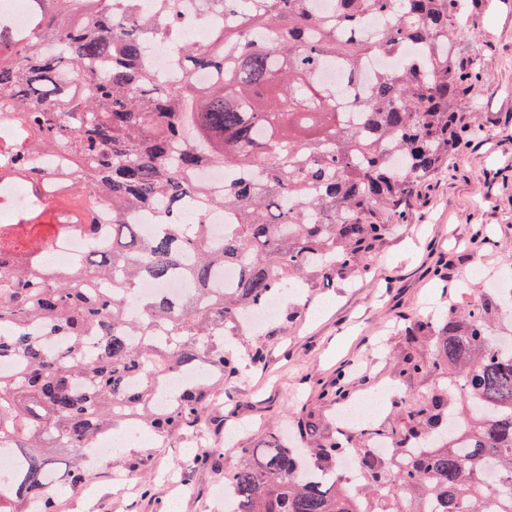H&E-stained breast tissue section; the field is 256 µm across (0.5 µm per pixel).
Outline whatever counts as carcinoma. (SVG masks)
<instances>
[{
	"label": "carcinoma",
	"instance_id": "1",
	"mask_svg": "<svg viewBox=\"0 0 512 512\" xmlns=\"http://www.w3.org/2000/svg\"><path fill=\"white\" fill-rule=\"evenodd\" d=\"M32 0L29 39L0 30V101L18 116L19 139L65 152L70 189L0 224V449L14 464L0 479V512H58L59 493L83 483L84 451L118 422L161 437L196 426L224 375L239 369L244 313L310 276L361 272L409 220L408 202L448 169V159L486 136L471 96L476 61L456 44L469 36L464 0H197L224 15L205 46H189L185 79L164 84L148 42L175 23L169 0ZM372 22L376 33L362 30ZM382 57L366 94L350 107L323 80L324 64L350 79ZM212 81L197 85L191 73ZM224 167V190L196 180ZM14 176L33 178L24 154ZM224 210V237L202 217ZM112 209L98 240L97 205ZM155 209L146 236L134 217ZM82 233L90 250L51 267L60 234ZM236 270L227 286L219 278ZM183 279L188 293L160 288L127 298L145 281ZM512 292L448 301L436 316L407 321L412 351L401 377L433 375L427 396L393 399L396 461L362 435L336 432L316 448L309 417L279 440L243 448L224 475L238 512H512V346L493 330ZM71 452L59 482L56 449ZM359 459L360 480L336 472Z\"/></svg>",
	"mask_w": 512,
	"mask_h": 512
}]
</instances>
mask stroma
<instances>
[{
    "mask_svg": "<svg viewBox=\"0 0 512 512\" xmlns=\"http://www.w3.org/2000/svg\"><path fill=\"white\" fill-rule=\"evenodd\" d=\"M460 48L480 62L482 79L472 96L488 136L456 154L447 175L411 200V221L383 244L365 276L313 278L278 300L260 337L238 339L239 372L225 378L199 427L144 440L109 460L86 458L85 484L95 496L65 492L62 512H224L216 491L225 471L241 463V449L269 433L287 435L301 412L319 426L309 446L336 432L337 406L319 393L337 379H344L349 402L382 398L370 418L376 432L395 423L388 402L394 391L424 395L433 388L434 377L403 381L396 370L407 350L403 320L436 313L448 302L435 270H450L458 280L480 266L492 273L493 287L512 289V0L484 7ZM480 226L491 243L477 248L472 236ZM258 344L263 359L254 362ZM203 455L207 463L198 464ZM143 458L147 477L118 490L117 475Z\"/></svg>",
    "mask_w": 512,
    "mask_h": 512,
    "instance_id": "35a3bbf8",
    "label": "stroma"
}]
</instances>
